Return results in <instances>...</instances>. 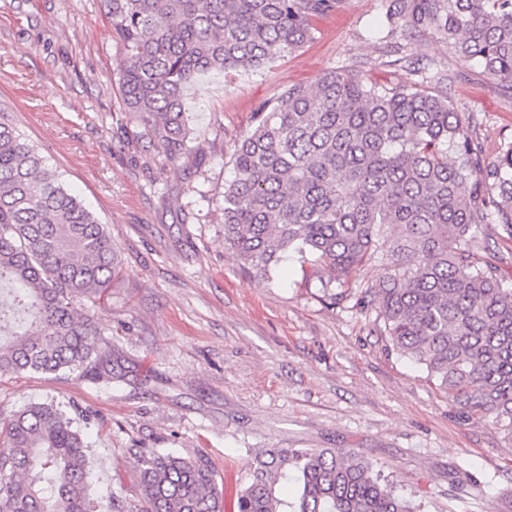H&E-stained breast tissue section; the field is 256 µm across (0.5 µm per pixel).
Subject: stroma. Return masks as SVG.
<instances>
[{"mask_svg": "<svg viewBox=\"0 0 512 512\" xmlns=\"http://www.w3.org/2000/svg\"><path fill=\"white\" fill-rule=\"evenodd\" d=\"M389 3L338 0L296 51L193 86L205 153L171 160L125 117L124 50L102 0H0V116L101 219L123 263L102 295L78 302L105 324L101 354L121 378L5 375L0 417L45 402L70 418L98 512L116 489L141 500L136 450L205 454L230 502L272 448L361 449L419 512H512V439L495 419L462 416L425 369L387 350L373 313L331 305L299 258L259 281L224 248L235 141L260 104L328 71L413 82L389 65L400 50L472 116L487 157L512 142V90L434 29L392 28Z\"/></svg>", "mask_w": 512, "mask_h": 512, "instance_id": "obj_1", "label": "stroma"}]
</instances>
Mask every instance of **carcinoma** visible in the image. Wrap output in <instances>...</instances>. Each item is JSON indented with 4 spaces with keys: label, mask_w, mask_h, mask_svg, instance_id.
I'll list each match as a JSON object with an SVG mask.
<instances>
[{
    "label": "carcinoma",
    "mask_w": 512,
    "mask_h": 512,
    "mask_svg": "<svg viewBox=\"0 0 512 512\" xmlns=\"http://www.w3.org/2000/svg\"><path fill=\"white\" fill-rule=\"evenodd\" d=\"M336 0H105L125 50L124 109L170 159L190 148L188 88L203 74L257 69L315 37ZM387 19L435 28L465 62L512 88V0H393ZM472 121L418 83L327 72L262 105L234 145L221 208L224 248L257 280L290 252L330 303L376 313L375 331L426 369L467 418L512 433V288L483 260V226L512 244V142L485 161ZM384 275L349 287L360 267ZM122 270L98 216L0 122V376L60 371L112 379L103 331L77 301ZM87 443L58 408L0 417V512H96ZM143 495L112 512H223L202 453L140 452ZM237 512H414L357 448H273L255 459Z\"/></svg>",
    "instance_id": "1"
}]
</instances>
